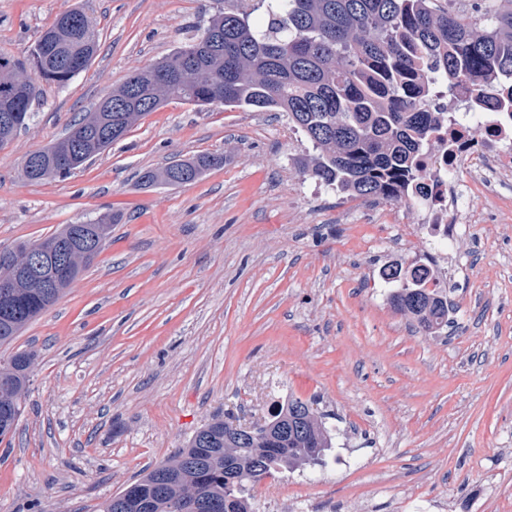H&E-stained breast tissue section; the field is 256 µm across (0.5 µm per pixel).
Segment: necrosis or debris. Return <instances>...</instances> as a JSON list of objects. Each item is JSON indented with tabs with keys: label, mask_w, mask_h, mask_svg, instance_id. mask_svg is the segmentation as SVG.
I'll return each mask as SVG.
<instances>
[{
	"label": "necrosis or debris",
	"mask_w": 512,
	"mask_h": 512,
	"mask_svg": "<svg viewBox=\"0 0 512 512\" xmlns=\"http://www.w3.org/2000/svg\"><path fill=\"white\" fill-rule=\"evenodd\" d=\"M506 79H491L484 90L436 88L425 109L439 113L437 132L421 157L417 222L440 241L462 231L464 201L512 179V105L503 99Z\"/></svg>",
	"instance_id": "necrosis-or-debris-1"
}]
</instances>
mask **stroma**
Instances as JSON below:
<instances>
[{
    "label": "stroma",
    "mask_w": 512,
    "mask_h": 512,
    "mask_svg": "<svg viewBox=\"0 0 512 512\" xmlns=\"http://www.w3.org/2000/svg\"><path fill=\"white\" fill-rule=\"evenodd\" d=\"M74 7L99 52L66 86L40 82L27 128L0 149V249L117 222L15 342L35 359L0 443V512H97L211 418L261 423L291 396L330 414L332 447L325 465L265 480L253 512H512V220L499 216L512 183L477 195L465 234L437 246L415 207L304 176L313 149L286 114L179 102L67 177L28 180V153L212 15L265 17L259 0H0V51L26 55ZM202 152L223 167L179 187L138 182ZM434 250L466 268L453 327L424 333L379 269Z\"/></svg>",
    "instance_id": "35a3bbf8"
}]
</instances>
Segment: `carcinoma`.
<instances>
[{
  "mask_svg": "<svg viewBox=\"0 0 512 512\" xmlns=\"http://www.w3.org/2000/svg\"><path fill=\"white\" fill-rule=\"evenodd\" d=\"M266 20L256 27L248 15L224 11L211 17L201 36L170 56L132 72L91 115L37 149L30 181L61 177L123 139L134 124L173 100L195 106L283 112L316 154L302 162L303 175L356 197L410 202L418 186L419 154L433 139L432 113L423 110L432 84L453 91L467 81L477 90L497 74L512 76V0L498 8L474 0L471 14L448 8V0H265ZM80 8L57 16L28 58L0 52V110L15 104L31 117L36 86H18L31 69L43 81L65 86L98 51L94 28ZM224 166V156L203 153L145 170L140 184L180 186ZM111 225L67 224L59 232L7 250L23 262L34 247L48 255L70 241L68 280L45 288L31 276L18 280L13 297L0 295V346L49 310L101 251ZM396 311L432 330L451 324L448 295L425 288L424 276L399 266ZM35 354L16 351L0 358V408L27 390ZM314 401L290 397L247 442L215 418L198 429L164 463L132 482L138 495L121 491L101 512H188L183 493L196 490L198 503L222 512H252L258 486L267 478L315 465L331 448L330 429ZM231 468L237 480L226 479Z\"/></svg>",
  "mask_w": 512,
  "mask_h": 512,
  "instance_id": "cac0c4a2",
  "label": "carcinoma"
}]
</instances>
